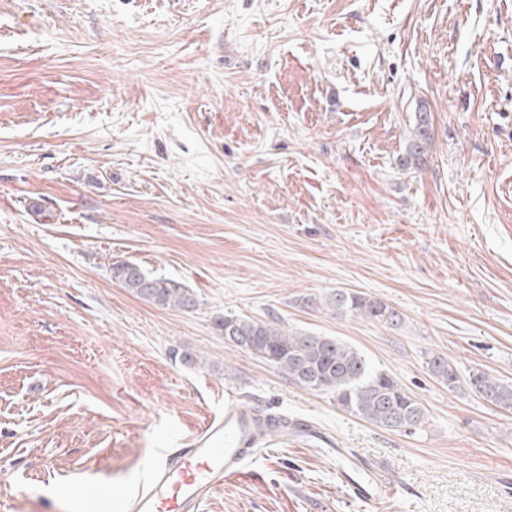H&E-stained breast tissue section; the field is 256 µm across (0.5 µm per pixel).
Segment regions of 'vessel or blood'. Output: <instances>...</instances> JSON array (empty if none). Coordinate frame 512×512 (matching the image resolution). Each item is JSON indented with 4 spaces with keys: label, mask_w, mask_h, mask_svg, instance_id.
Instances as JSON below:
<instances>
[{
    "label": "vessel or blood",
    "mask_w": 512,
    "mask_h": 512,
    "mask_svg": "<svg viewBox=\"0 0 512 512\" xmlns=\"http://www.w3.org/2000/svg\"><path fill=\"white\" fill-rule=\"evenodd\" d=\"M262 429L284 440L305 439L323 445L335 457L356 498L377 503L387 496L386 486L374 474V465L357 461L352 451L337 447L335 440L311 422L270 420L258 411L231 405L223 416L209 419L198 432L186 437L183 448L159 463L147 485L127 500L125 512H201L204 501L216 489L243 472Z\"/></svg>",
    "instance_id": "vessel-or-blood-1"
}]
</instances>
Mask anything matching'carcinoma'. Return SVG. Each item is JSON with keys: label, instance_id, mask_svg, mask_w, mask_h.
<instances>
[{"label": "carcinoma", "instance_id": "carcinoma-1", "mask_svg": "<svg viewBox=\"0 0 512 512\" xmlns=\"http://www.w3.org/2000/svg\"><path fill=\"white\" fill-rule=\"evenodd\" d=\"M430 113L420 112L409 140L407 161L424 163L431 143ZM112 279L133 296L166 308L191 310L199 305L196 293L182 283L153 277L132 261L112 264ZM325 304L337 313H347L398 331L404 315L382 300L359 293L336 291ZM217 328L234 347L276 367L302 387L333 396L346 411L389 431L417 429L425 423V409L417 397L395 378L372 368L356 349L334 336L293 330L275 317L262 320L226 315ZM429 371L448 390L460 386L454 366L440 354H431ZM466 387L487 402L512 409V383L478 371L468 376Z\"/></svg>", "mask_w": 512, "mask_h": 512}]
</instances>
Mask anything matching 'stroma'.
Segmentation results:
<instances>
[{
	"mask_svg": "<svg viewBox=\"0 0 512 512\" xmlns=\"http://www.w3.org/2000/svg\"><path fill=\"white\" fill-rule=\"evenodd\" d=\"M123 260L198 307L131 295ZM230 313L341 339L425 423L298 386L225 343ZM431 352L512 383V0H0V512H118L228 402L315 423L393 489L362 502L271 437L203 512H512V409ZM431 140L430 114L427 111L418 112L415 132L412 134L406 149L407 162H412L415 166L424 163ZM325 304L337 313H347L398 331L405 322L404 315L382 300L359 293L336 291ZM426 362L429 371L445 386L448 390L455 391L460 386V377L454 366L450 365L447 359L440 354L428 355Z\"/></svg>",
	"mask_w": 512,
	"mask_h": 512,
	"instance_id": "1",
	"label": "stroma"
}]
</instances>
